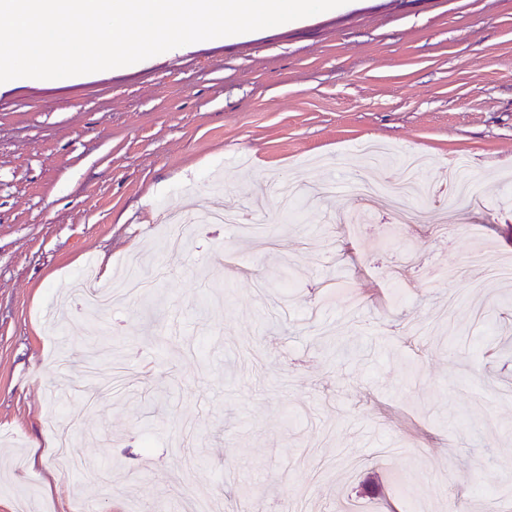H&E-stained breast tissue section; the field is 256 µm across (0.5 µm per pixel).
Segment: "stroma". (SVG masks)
Returning a JSON list of instances; mask_svg holds the SVG:
<instances>
[{
    "mask_svg": "<svg viewBox=\"0 0 512 512\" xmlns=\"http://www.w3.org/2000/svg\"><path fill=\"white\" fill-rule=\"evenodd\" d=\"M426 158L423 220L359 178ZM262 202L245 225H162ZM155 308L57 291L129 255ZM512 0H348L0 84V512H512ZM87 462L29 469L50 416ZM113 461L100 473L102 461ZM61 495L46 496V483Z\"/></svg>",
    "mask_w": 512,
    "mask_h": 512,
    "instance_id": "stroma-1",
    "label": "stroma"
}]
</instances>
